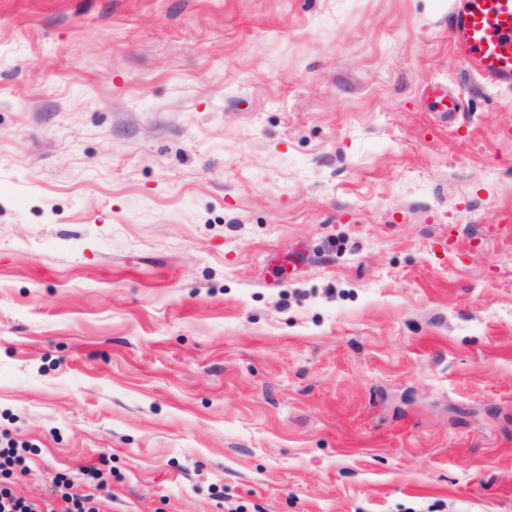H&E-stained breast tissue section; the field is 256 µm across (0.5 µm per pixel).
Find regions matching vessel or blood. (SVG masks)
<instances>
[{"label": "vessel or blood", "instance_id": "obj_1", "mask_svg": "<svg viewBox=\"0 0 512 512\" xmlns=\"http://www.w3.org/2000/svg\"><path fill=\"white\" fill-rule=\"evenodd\" d=\"M451 48L484 83L512 86V0H457Z\"/></svg>", "mask_w": 512, "mask_h": 512}]
</instances>
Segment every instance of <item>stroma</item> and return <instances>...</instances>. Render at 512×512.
I'll return each mask as SVG.
<instances>
[{"label":"stroma","mask_w":512,"mask_h":512,"mask_svg":"<svg viewBox=\"0 0 512 512\" xmlns=\"http://www.w3.org/2000/svg\"><path fill=\"white\" fill-rule=\"evenodd\" d=\"M451 5L0 0L1 483L512 512V89Z\"/></svg>","instance_id":"1"}]
</instances>
